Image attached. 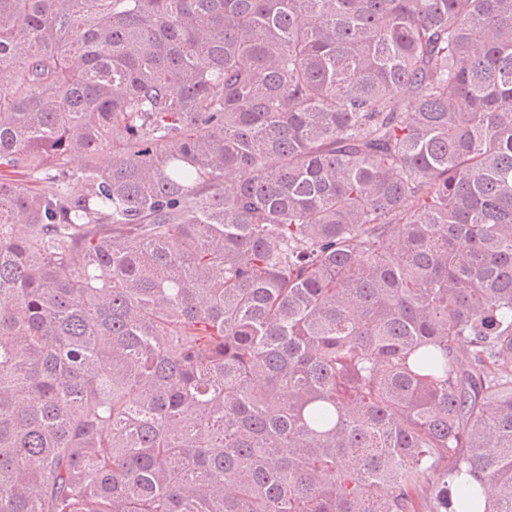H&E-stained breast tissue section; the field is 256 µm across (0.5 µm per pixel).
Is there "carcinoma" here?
Masks as SVG:
<instances>
[{
  "mask_svg": "<svg viewBox=\"0 0 512 512\" xmlns=\"http://www.w3.org/2000/svg\"><path fill=\"white\" fill-rule=\"evenodd\" d=\"M467 476L512 512V0H0V512Z\"/></svg>",
  "mask_w": 512,
  "mask_h": 512,
  "instance_id": "cac0c4a2",
  "label": "carcinoma"
}]
</instances>
